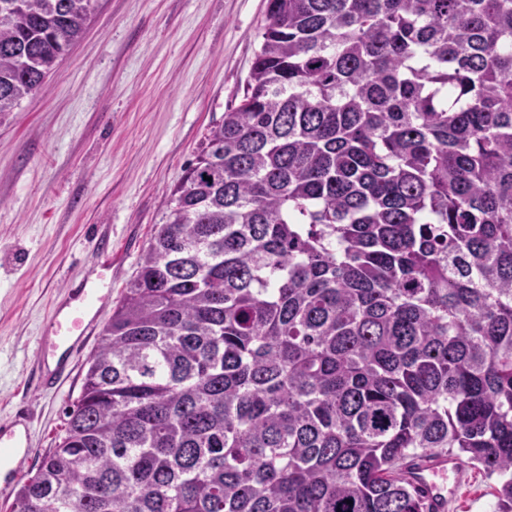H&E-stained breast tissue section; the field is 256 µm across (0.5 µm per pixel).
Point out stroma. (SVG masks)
Listing matches in <instances>:
<instances>
[{
    "instance_id": "35a3bbf8",
    "label": "stroma",
    "mask_w": 512,
    "mask_h": 512,
    "mask_svg": "<svg viewBox=\"0 0 512 512\" xmlns=\"http://www.w3.org/2000/svg\"><path fill=\"white\" fill-rule=\"evenodd\" d=\"M267 0H97L82 38L41 90L0 116V420L32 417L33 475L65 433L90 353L53 391L37 338L68 283L112 241L120 300L171 187L237 105ZM447 512H493V480L469 469Z\"/></svg>"
}]
</instances>
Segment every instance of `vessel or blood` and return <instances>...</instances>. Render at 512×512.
I'll use <instances>...</instances> for the list:
<instances>
[{
  "instance_id": "b4317fda",
  "label": "vessel or blood",
  "mask_w": 512,
  "mask_h": 512,
  "mask_svg": "<svg viewBox=\"0 0 512 512\" xmlns=\"http://www.w3.org/2000/svg\"><path fill=\"white\" fill-rule=\"evenodd\" d=\"M112 284L103 280H83L72 287L68 301L59 305L48 325L47 333L38 341L42 362H54L55 367L42 375L41 385L50 380L64 379L69 362L93 336L99 325V313L109 302ZM28 412H16L13 420L0 425L1 448H28L30 441ZM409 481L420 488L432 512H446L449 498L464 479V470L456 458L439 455L419 463L408 475Z\"/></svg>"
}]
</instances>
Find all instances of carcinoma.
I'll list each match as a JSON object with an SVG mask.
<instances>
[{
	"label": "carcinoma",
	"mask_w": 512,
	"mask_h": 512,
	"mask_svg": "<svg viewBox=\"0 0 512 512\" xmlns=\"http://www.w3.org/2000/svg\"><path fill=\"white\" fill-rule=\"evenodd\" d=\"M94 0H0V113ZM11 512H512V0H267ZM460 461L469 480L449 502L464 479V469L455 457L439 455L426 459L409 472L408 479L425 493L430 508L436 512H492L496 504L495 480L486 479L473 469L465 456Z\"/></svg>",
	"instance_id": "1"
}]
</instances>
